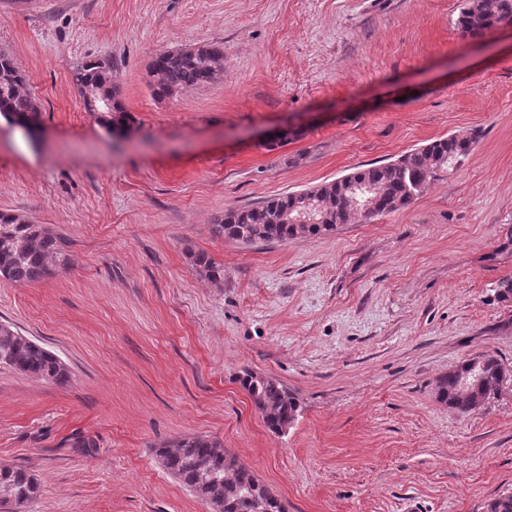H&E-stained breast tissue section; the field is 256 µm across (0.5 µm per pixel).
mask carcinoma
<instances>
[{
  "label": "carcinoma",
  "instance_id": "carcinoma-1",
  "mask_svg": "<svg viewBox=\"0 0 512 512\" xmlns=\"http://www.w3.org/2000/svg\"><path fill=\"white\" fill-rule=\"evenodd\" d=\"M512 21V0H463L457 19L462 35L479 38ZM112 62L90 60L78 67L73 82L81 97L90 89L112 98V116L101 121L107 132L123 131L131 121L112 84ZM153 95L168 99L185 88L217 83L224 78V48L217 44L193 45L156 54L147 67ZM26 75L9 53L0 50V115L16 125H37L41 112L25 91ZM477 134L442 137L397 158L369 164L334 181L274 197L258 206L230 210L215 219L211 233L243 246L285 242L336 231L340 224L370 220L404 208L424 192L440 172L453 169L470 155ZM374 187L370 207L358 206V185ZM311 202L315 222H290ZM193 264L208 279L224 280V267L208 254H192ZM63 239L42 224L21 214L0 212V278L16 283L38 282L67 265ZM57 385L69 382L66 363L56 354L23 335L14 326L0 323V366ZM497 355L484 352L442 375L436 384L437 400L461 416L471 414L483 398L503 381ZM269 431L283 434L301 414L294 392L280 382L251 372L239 378ZM163 467L205 502L211 512H287L274 495L224 444L207 435L166 441L155 449ZM0 499L17 509L29 506L38 495L33 476L22 467H0ZM485 512H512V492L490 499Z\"/></svg>",
  "mask_w": 512,
  "mask_h": 512
}]
</instances>
